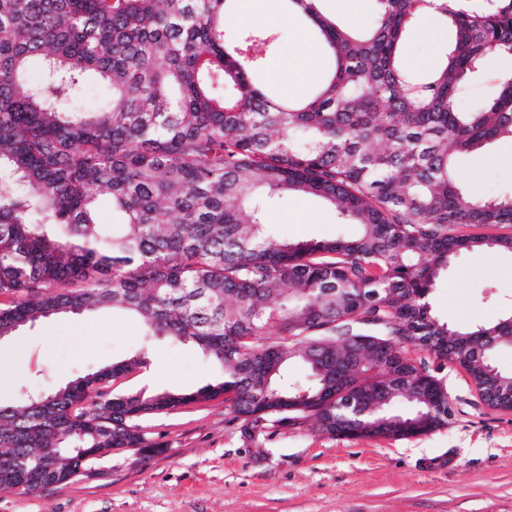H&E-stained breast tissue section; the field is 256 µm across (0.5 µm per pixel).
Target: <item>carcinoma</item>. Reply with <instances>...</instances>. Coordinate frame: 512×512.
I'll list each match as a JSON object with an SVG mask.
<instances>
[{"label":"carcinoma","instance_id":"cac0c4a2","mask_svg":"<svg viewBox=\"0 0 512 512\" xmlns=\"http://www.w3.org/2000/svg\"><path fill=\"white\" fill-rule=\"evenodd\" d=\"M282 2L324 49L301 102L277 95L263 25L225 36L236 0H0V336L103 309L143 328L129 357L0 402V491L72 482L89 462L71 447L158 448L142 421L221 395L250 436L403 440L448 426L438 371L453 365L512 411V372L491 358L512 349V315L451 328L429 301L460 253L512 254L511 234L478 232L512 224V192L479 197L456 178L460 156L512 139V73L455 106L489 57L512 55V0H443L451 37L424 71L402 46L431 0H375L361 28L320 0ZM91 76L110 98L68 111ZM284 193L355 231L282 241L266 211ZM104 194L116 224L97 221ZM159 337L197 346L210 381L114 387Z\"/></svg>","mask_w":512,"mask_h":512}]
</instances>
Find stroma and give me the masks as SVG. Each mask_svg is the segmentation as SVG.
<instances>
[{
    "mask_svg": "<svg viewBox=\"0 0 512 512\" xmlns=\"http://www.w3.org/2000/svg\"><path fill=\"white\" fill-rule=\"evenodd\" d=\"M457 174L482 195L511 190L512 141L463 157ZM267 222L293 241L333 237L337 219L321 200L290 195ZM430 302L452 326L512 313V255L461 253ZM141 335L137 318L109 310L24 328L0 342V401L21 384L47 388L124 359ZM212 374L195 347L164 340L123 384L194 391ZM441 375L455 414L428 435L348 440L274 428L252 437L218 398L145 419L162 453L115 454L39 493L0 491V512H512V412L482 404L461 371Z\"/></svg>",
    "mask_w": 512,
    "mask_h": 512,
    "instance_id": "stroma-1",
    "label": "stroma"
}]
</instances>
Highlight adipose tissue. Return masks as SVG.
<instances>
[{"label":"adipose tissue","mask_w":512,"mask_h":512,"mask_svg":"<svg viewBox=\"0 0 512 512\" xmlns=\"http://www.w3.org/2000/svg\"><path fill=\"white\" fill-rule=\"evenodd\" d=\"M296 49L273 62L271 71L282 85L284 93L292 98H302L320 68L321 48L313 42L304 28H296Z\"/></svg>","instance_id":"1"}]
</instances>
